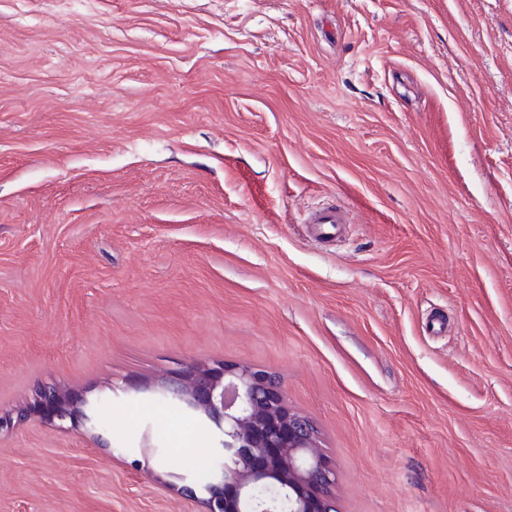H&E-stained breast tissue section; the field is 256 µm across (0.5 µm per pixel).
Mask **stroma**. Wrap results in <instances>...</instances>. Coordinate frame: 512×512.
<instances>
[{
    "instance_id": "1",
    "label": "stroma",
    "mask_w": 512,
    "mask_h": 512,
    "mask_svg": "<svg viewBox=\"0 0 512 512\" xmlns=\"http://www.w3.org/2000/svg\"><path fill=\"white\" fill-rule=\"evenodd\" d=\"M213 361L339 512H512V0H0V412L56 383L106 442L0 432V512H203L161 396Z\"/></svg>"
}]
</instances>
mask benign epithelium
<instances>
[{
  "instance_id": "obj_1",
  "label": "benign epithelium",
  "mask_w": 512,
  "mask_h": 512,
  "mask_svg": "<svg viewBox=\"0 0 512 512\" xmlns=\"http://www.w3.org/2000/svg\"><path fill=\"white\" fill-rule=\"evenodd\" d=\"M166 391L222 435L219 471L202 485L204 512H337L336 474L319 450L318 432L288 406L271 372L193 363ZM85 406L72 390L42 383L15 412L0 414V432L27 420L77 430L91 421Z\"/></svg>"
}]
</instances>
